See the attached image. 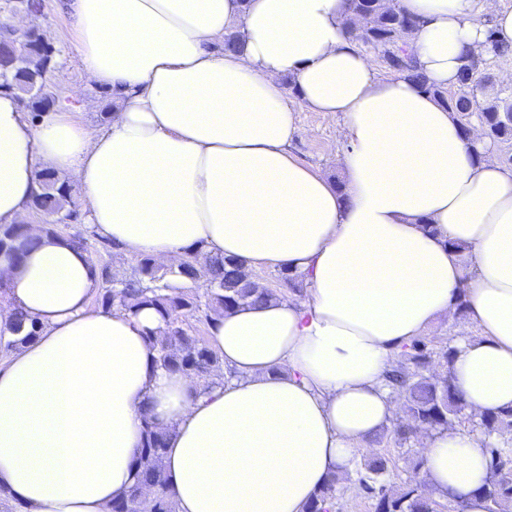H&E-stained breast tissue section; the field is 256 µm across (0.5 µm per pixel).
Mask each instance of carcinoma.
I'll return each mask as SVG.
<instances>
[{"label": "carcinoma", "mask_w": 512, "mask_h": 512, "mask_svg": "<svg viewBox=\"0 0 512 512\" xmlns=\"http://www.w3.org/2000/svg\"><path fill=\"white\" fill-rule=\"evenodd\" d=\"M353 12L345 20L348 29L364 47L379 53L390 70L418 82V73L405 48V38L417 27V21L387 0H352ZM34 41L39 52L17 55L10 61L0 60V91L18 96L24 108L45 112L54 105L47 84V74L53 66L54 47L43 34ZM487 58L477 59L468 51L463 56L455 91L432 87L430 92L446 107L462 130L478 121L483 126L486 142L495 147L503 163L512 166V90L495 85L490 75L481 71L486 59H500L512 55V49L488 38ZM71 196L67 182L54 173H39L37 189L31 203L33 209L46 219L43 233L58 234L57 227L72 220L73 212L66 209ZM39 238L29 235L27 225L0 226V252L13 253L16 261L38 246ZM203 262L209 267V278L203 292L183 290V285L197 280L196 265ZM104 292L101 305L106 309L119 307L133 311L146 304L156 308L164 327L150 332L148 342L156 351V363L161 367L186 375L202 383L203 388L223 382L221 372L224 361L210 344L183 326L184 312H202L206 319L222 315L227 309L242 305L270 302L280 298L273 288L252 286L253 270L232 258L212 256L201 247L185 252L183 261L175 268L163 269L147 255L140 256L134 275L112 283L106 269H99ZM27 316L12 314L11 320L0 328V349L9 351L35 336L36 326L21 334ZM455 347L452 342L437 345L429 341L414 340L404 347L401 357L406 365L388 374L392 386L406 391V413L410 420L395 425L397 439L405 441L414 430L423 428L445 429L460 420L464 404L458 397L450 375L434 379L427 375L429 359L449 367ZM473 426L492 437L503 428H512V408L486 415L473 422ZM168 433L145 421L144 441L138 450L137 482L120 497L113 500L112 512H133L142 489H159L155 512H176L172 495L166 491L163 459ZM489 476L477 493L485 503L486 512H509L512 507V449L498 442H489L485 448ZM389 453H379L357 464V482L367 490L374 512H438L440 502L431 497L427 482L414 478L405 482L402 492L391 494L383 477L389 473ZM340 478L332 475L315 492L306 512H333L336 507L337 485Z\"/></svg>", "instance_id": "obj_1"}]
</instances>
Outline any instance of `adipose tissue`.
Returning a JSON list of instances; mask_svg holds the SVG:
<instances>
[{"mask_svg":"<svg viewBox=\"0 0 512 512\" xmlns=\"http://www.w3.org/2000/svg\"><path fill=\"white\" fill-rule=\"evenodd\" d=\"M395 2L418 22L420 83L380 73L344 25L351 0H72L111 120L90 128L64 104L31 121L0 92V225L41 171L68 173L91 231L127 254L201 245L308 285L210 322L232 377L206 392L156 364L154 307L91 306L99 272L67 238L0 253L7 309L38 328L0 365V488L24 512H108L149 420L169 434L176 512H304L391 424L392 361L461 293L476 333L455 340L454 388L471 413L512 407V167L476 157L479 128L431 93L455 86L463 50L512 47V5ZM302 107L339 114L343 182L292 154ZM423 459L433 490L485 512L478 434L429 431Z\"/></svg>","mask_w":512,"mask_h":512,"instance_id":"adipose-tissue-1","label":"adipose tissue"}]
</instances>
